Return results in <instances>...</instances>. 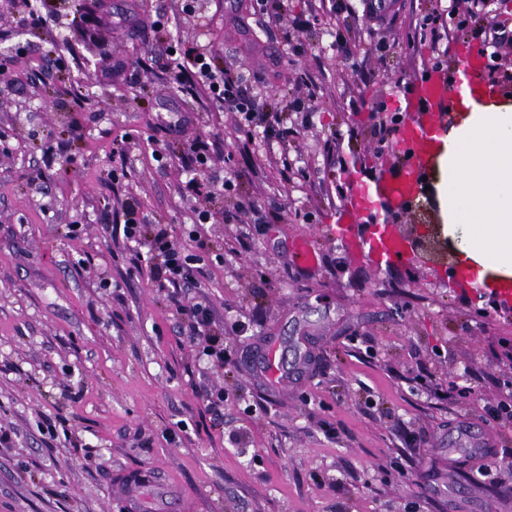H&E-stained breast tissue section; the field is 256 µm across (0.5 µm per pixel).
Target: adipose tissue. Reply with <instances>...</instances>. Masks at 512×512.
<instances>
[{"label":"adipose tissue","instance_id":"adipose-tissue-1","mask_svg":"<svg viewBox=\"0 0 512 512\" xmlns=\"http://www.w3.org/2000/svg\"><path fill=\"white\" fill-rule=\"evenodd\" d=\"M447 138L442 191L449 224L482 271L512 275V109L468 104Z\"/></svg>","mask_w":512,"mask_h":512}]
</instances>
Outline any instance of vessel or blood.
Returning <instances> with one entry per match:
<instances>
[{
  "label": "vessel or blood",
  "instance_id": "b4317fda",
  "mask_svg": "<svg viewBox=\"0 0 512 512\" xmlns=\"http://www.w3.org/2000/svg\"><path fill=\"white\" fill-rule=\"evenodd\" d=\"M458 63L450 73L433 71L418 79L413 86V97L407 111L417 113V120L404 122L396 132L395 145L401 157L396 173L380 176L370 183L354 182L350 206L345 219L337 224L338 237L351 241L358 252L376 263L404 261L409 252L408 241L392 225L375 224L369 232L354 236L352 220L368 214L378 205L403 208L418 192L423 173L421 163L435 149L431 129L443 112H459L465 98H485V88L480 80L482 63L473 58L467 47H460ZM126 480L137 487L150 490L149 497L134 496L130 500L131 512H171L176 495L169 487L153 482L147 472L128 474Z\"/></svg>",
  "mask_w": 512,
  "mask_h": 512
}]
</instances>
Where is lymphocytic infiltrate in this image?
I'll list each match as a JSON object with an SVG mask.
<instances>
[{
	"label": "lymphocytic infiltrate",
	"instance_id": "f902f5d3",
	"mask_svg": "<svg viewBox=\"0 0 512 512\" xmlns=\"http://www.w3.org/2000/svg\"><path fill=\"white\" fill-rule=\"evenodd\" d=\"M11 5L19 14L21 23L27 25L43 26L71 15L82 20L87 17L81 9L80 0H12ZM164 68L172 73L176 89L184 98L193 101L206 98L213 107L241 114L246 127L262 128L266 135L280 140L287 138L288 133L274 126V118L281 112L298 111L304 107L301 91L308 84L306 75L292 78L289 96L262 103L251 81L235 74L231 67L222 65L219 56L203 45L192 42L182 45L178 57L168 59ZM186 123L183 117L168 123L165 147L155 151L153 157L159 162L177 155L189 160L193 174L182 181L179 192L182 197L204 204L197 213L193 239L205 251L209 244L203 226L215 215L223 213L224 197L235 191L237 183L210 166V160L217 151V140L207 136H199L189 142L183 140ZM123 216L124 238L130 243H147L152 278L168 305L173 306L176 315L186 322L190 342L214 366H223L226 352L223 327L217 325L209 304L186 300L189 290L197 285L196 255L179 250L162 225L140 218L134 200L125 202Z\"/></svg>",
	"mask_w": 512,
	"mask_h": 512
}]
</instances>
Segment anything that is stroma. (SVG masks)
I'll list each match as a JSON object with an SVG mask.
<instances>
[{
	"instance_id": "1",
	"label": "stroma",
	"mask_w": 512,
	"mask_h": 512,
	"mask_svg": "<svg viewBox=\"0 0 512 512\" xmlns=\"http://www.w3.org/2000/svg\"><path fill=\"white\" fill-rule=\"evenodd\" d=\"M92 26L18 25L0 0V512H127L135 487L122 471L145 469L181 496L175 512H512V483L484 478L459 446L467 416L475 431L512 449V422L489 408L512 367L494 353L512 340V317L474 322L473 293L439 281L430 266H378L333 232L349 199L350 175L392 169L377 155L383 118L404 112L416 79L438 52L410 45L409 26L436 9L454 26L451 0H393L376 26L364 0H325L320 20L282 35L265 28L251 0H202L177 37L211 45L260 99L288 77L308 75L312 97L288 115L274 145L240 130L241 117L207 102L186 103L160 67L164 46L141 21L180 14L181 0H84ZM57 48L89 100L83 138L69 157L44 166L73 118L56 105L45 58ZM135 83L99 78L116 62ZM192 110L185 139L217 137L216 168L237 172L242 193L284 206L270 224L205 226L223 262L201 256L194 295L232 333L226 369L205 368L180 333L149 266L105 232L135 198L177 247L196 253L195 202L177 185L182 161L154 160L163 123ZM134 136L124 176L112 177V141ZM46 193H34L31 178ZM317 260H289L298 240ZM275 349L284 378L267 372ZM464 373L470 399L440 402L416 383ZM224 391V415L208 412L199 385ZM56 428L47 433L43 417Z\"/></svg>"
}]
</instances>
